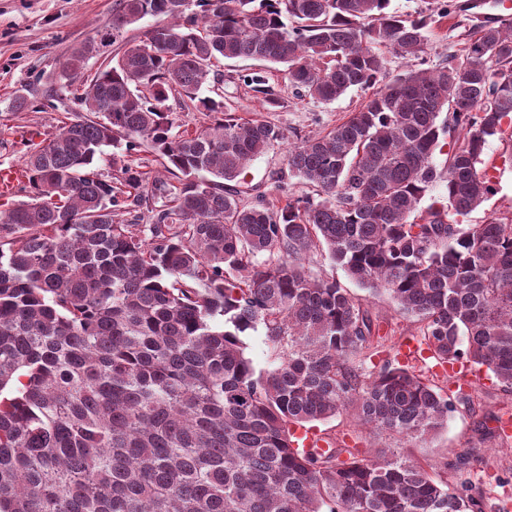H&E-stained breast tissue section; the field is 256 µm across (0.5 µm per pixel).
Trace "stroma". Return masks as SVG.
Wrapping results in <instances>:
<instances>
[{"mask_svg":"<svg viewBox=\"0 0 512 512\" xmlns=\"http://www.w3.org/2000/svg\"><path fill=\"white\" fill-rule=\"evenodd\" d=\"M115 0H0V169L20 167L29 141L49 138L55 131L59 114L71 111V97L61 85V66L71 48L94 36L112 16ZM467 25L433 15L427 28L428 54L425 59H399L387 56L389 75L418 69L421 63L438 64L449 52L461 49L467 38ZM264 71L257 61H222L215 80L236 117L263 119L283 128L286 140L252 161L246 171L249 188L244 202H254L256 194L275 205L286 198L300 196L306 188L288 172L286 154L290 146L301 139L316 135L346 120L358 111L368 94L353 89L334 102L322 104L296 97L283 72L266 71L268 86L279 99L278 108H268L262 95L246 86L242 77L250 72ZM33 90L32 107L13 108L12 99L19 90ZM54 95L56 107L43 112L38 103L45 95ZM512 150V143L499 137L488 138L484 147L486 159L500 165L496 173L495 191L483 207L466 216L469 224L482 223L486 211L512 212V166L501 165L503 153ZM310 268L320 276L336 280L353 297L358 298L380 323L389 341L379 354L367 355L365 367L384 361H405L416 375L430 378L434 362L424 357L402 358V343L419 342V324L403 315L392 299L384 293H371L324 256L309 261ZM473 386V385H472ZM469 406L458 407L448 418L447 425L437 434L416 439H398L361 423L347 411L329 421L317 424L316 433L331 435L336 441L363 450L378 451L398 448L407 455L428 461L436 473L452 474L457 456L472 451L477 459L470 470L458 477L472 495L482 497L484 512H512V441L498 434L479 431V423L493 424L495 417L512 415V393L492 377H483L470 393Z\"/></svg>","mask_w":512,"mask_h":512,"instance_id":"stroma-1","label":"stroma"}]
</instances>
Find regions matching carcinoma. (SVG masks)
Masks as SVG:
<instances>
[{
    "label": "carcinoma",
    "instance_id": "cac0c4a2",
    "mask_svg": "<svg viewBox=\"0 0 512 512\" xmlns=\"http://www.w3.org/2000/svg\"><path fill=\"white\" fill-rule=\"evenodd\" d=\"M191 2L118 0L112 35L152 17V55L129 41L81 77L98 42L72 49L63 78L96 118L31 147L26 199L0 210V512H482L400 451L297 446L298 429L348 409L422 438L470 401L389 361L366 371L388 335L305 260L322 249L389 293L436 365L485 367L512 390V216L451 219L493 191L482 153L512 123V17L470 25L463 49L290 147L310 193L276 207L243 202L239 184L286 135L201 95L215 64L279 65L330 103L384 79L383 49L427 54L428 17L390 0ZM436 8L470 17L461 0ZM171 99L208 121L172 135ZM140 144L177 184L146 179L129 159ZM105 146L113 178L94 167ZM438 181L446 202L418 212ZM259 328L271 369L244 354Z\"/></svg>",
    "mask_w": 512,
    "mask_h": 512
}]
</instances>
